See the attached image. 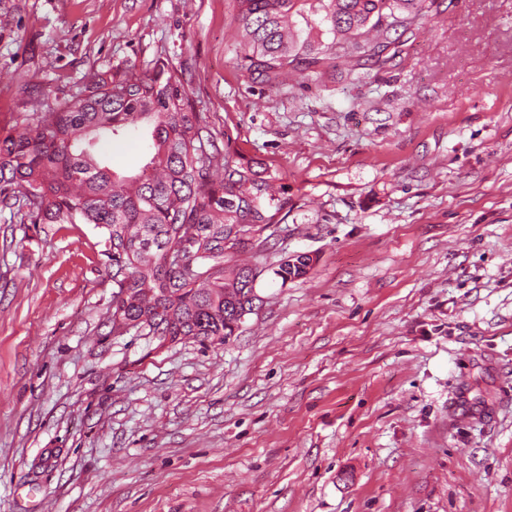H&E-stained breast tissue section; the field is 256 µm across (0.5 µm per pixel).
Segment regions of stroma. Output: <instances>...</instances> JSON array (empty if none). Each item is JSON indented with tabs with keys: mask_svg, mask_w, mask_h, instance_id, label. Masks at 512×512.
<instances>
[{
	"mask_svg": "<svg viewBox=\"0 0 512 512\" xmlns=\"http://www.w3.org/2000/svg\"><path fill=\"white\" fill-rule=\"evenodd\" d=\"M238 0H0V129L157 58L277 169L222 345L112 330L92 224L0 206V512H512V0H425L384 66L271 91ZM138 171L144 137L104 150ZM310 254L304 278L279 262Z\"/></svg>",
	"mask_w": 512,
	"mask_h": 512,
	"instance_id": "stroma-1",
	"label": "stroma"
}]
</instances>
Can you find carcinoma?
Wrapping results in <instances>:
<instances>
[{"label":"carcinoma","instance_id":"carcinoma-1","mask_svg":"<svg viewBox=\"0 0 512 512\" xmlns=\"http://www.w3.org/2000/svg\"><path fill=\"white\" fill-rule=\"evenodd\" d=\"M425 0H239L244 53L241 69L254 81L281 87L297 73L322 74L336 46L352 69L388 61L398 28H407ZM324 13L327 29L313 33L308 16ZM306 22L296 29L293 16ZM143 130L150 153L138 173L121 176L105 164L98 145ZM178 71L168 60L153 72L129 66L91 77L71 99L37 98L21 124L0 133V204L17 208L32 224H94L108 232L104 255L112 262L126 327L155 335L190 336L224 344L239 329L236 309L251 292L254 270L226 273V244L243 224L279 223L287 205L276 194L280 173L259 161L233 158L213 172L219 156L203 133ZM196 235L186 237L187 228ZM181 247L187 267L167 265ZM310 255L282 260L274 275L286 283L306 276Z\"/></svg>","mask_w":512,"mask_h":512}]
</instances>
